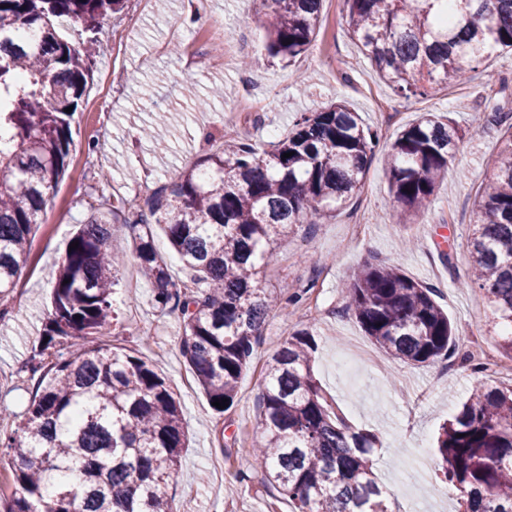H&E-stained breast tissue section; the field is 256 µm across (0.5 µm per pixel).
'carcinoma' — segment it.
I'll return each instance as SVG.
<instances>
[{"label": "carcinoma", "instance_id": "carcinoma-1", "mask_svg": "<svg viewBox=\"0 0 512 512\" xmlns=\"http://www.w3.org/2000/svg\"><path fill=\"white\" fill-rule=\"evenodd\" d=\"M322 2L263 0L268 55L305 53ZM123 7L124 0H0L1 296L16 287L31 234L66 171L84 92L85 61L60 35V21L92 33ZM344 7L357 42L399 93L425 95L459 82L481 59L512 48V0H344ZM488 122L508 125L511 135L491 155L478 192L472 276L461 287L484 292L512 354V113L496 107ZM382 138L336 102L301 114L269 150L226 143L138 202L89 203L32 348L36 386L24 428L0 431V448L14 463L0 512H177L168 487L188 432L173 392L142 358L89 344L116 330L113 295L125 260L112 254V236L129 233L152 304L179 311L181 354L209 402L227 399L222 414L236 402L269 313L300 300L263 285L274 245L357 195ZM460 139L456 126L431 114L396 136L385 167L399 222L425 210ZM157 226L196 273L191 281L173 280L154 247ZM349 296L367 336L392 357L428 366L457 354L436 288L366 262L354 271ZM316 351L303 329L269 361L253 463L294 512H393L373 471L375 438L352 427L314 378ZM436 450L443 481L459 492V512H512V386L478 382L440 428Z\"/></svg>", "mask_w": 512, "mask_h": 512}]
</instances>
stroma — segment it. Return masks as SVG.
I'll use <instances>...</instances> for the list:
<instances>
[{"label":"stroma","instance_id":"35a3bbf8","mask_svg":"<svg viewBox=\"0 0 512 512\" xmlns=\"http://www.w3.org/2000/svg\"><path fill=\"white\" fill-rule=\"evenodd\" d=\"M262 17L261 0H125L122 11L102 22L72 121L71 162L41 216L16 288L0 299V404L8 409L0 429L22 422L32 395L23 365L89 199L143 198L171 172L222 151L225 141L245 138L268 148L301 113L334 102H346L390 141L434 112L466 136L423 216L398 223L379 152L357 197L321 223L297 225L275 248L264 270L267 287L302 299L288 313L270 314L229 412L217 415L199 389L180 353L179 315L153 307L123 231L112 240L113 251L126 258L114 296L121 329L109 342L152 364L181 404L190 446L169 488L178 512H291L245 450L261 431L258 395L267 363L306 327L318 343L312 366L322 389L354 427L377 440L374 471L391 490L396 512H456L458 494L440 479L439 428L468 399L477 379L471 364H487L488 383L512 385V356L501 347L482 293L459 285L470 262L476 193L488 156L501 147L487 116L497 104L512 109V51L491 56L464 81L407 97L385 84L361 51L343 0H323L316 42L290 63L262 51ZM302 75L304 91L297 83ZM158 112L178 120L176 137L162 145L141 134ZM367 262L436 286L470 364L419 367L375 345L346 308L350 277Z\"/></svg>","mask_w":512,"mask_h":512}]
</instances>
